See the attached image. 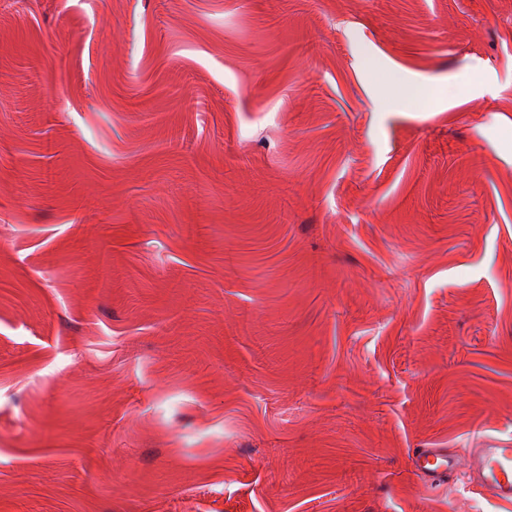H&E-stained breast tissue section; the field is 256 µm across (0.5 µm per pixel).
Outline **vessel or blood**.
Here are the masks:
<instances>
[{"mask_svg":"<svg viewBox=\"0 0 512 512\" xmlns=\"http://www.w3.org/2000/svg\"><path fill=\"white\" fill-rule=\"evenodd\" d=\"M411 464L414 475L426 484L476 468L479 486L497 502L512 506V446L478 448L469 457L451 448H417Z\"/></svg>","mask_w":512,"mask_h":512,"instance_id":"b4317fda","label":"vessel or blood"}]
</instances>
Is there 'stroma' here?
I'll return each mask as SVG.
<instances>
[{"mask_svg":"<svg viewBox=\"0 0 512 512\" xmlns=\"http://www.w3.org/2000/svg\"><path fill=\"white\" fill-rule=\"evenodd\" d=\"M510 444L512 0H0V512H498L410 454Z\"/></svg>","mask_w":512,"mask_h":512,"instance_id":"stroma-1","label":"stroma"}]
</instances>
